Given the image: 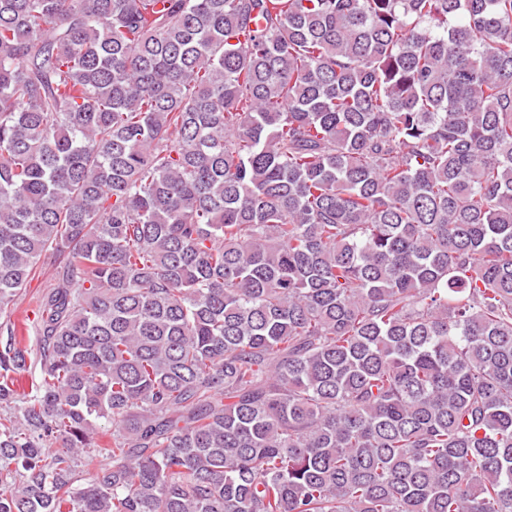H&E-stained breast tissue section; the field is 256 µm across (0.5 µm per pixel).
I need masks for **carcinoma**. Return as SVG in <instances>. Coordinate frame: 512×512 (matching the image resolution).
Returning a JSON list of instances; mask_svg holds the SVG:
<instances>
[{"mask_svg":"<svg viewBox=\"0 0 512 512\" xmlns=\"http://www.w3.org/2000/svg\"><path fill=\"white\" fill-rule=\"evenodd\" d=\"M47 253L0 512H512V0H0Z\"/></svg>","mask_w":512,"mask_h":512,"instance_id":"1","label":"carcinoma"}]
</instances>
